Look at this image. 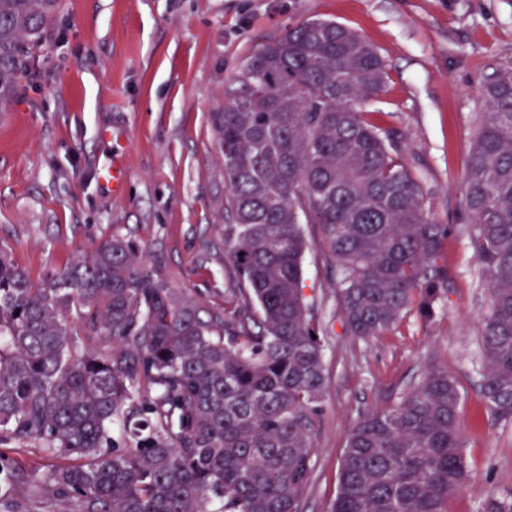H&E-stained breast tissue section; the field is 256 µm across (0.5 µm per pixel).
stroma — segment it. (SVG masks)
Segmentation results:
<instances>
[{
	"label": "stroma",
	"instance_id": "obj_1",
	"mask_svg": "<svg viewBox=\"0 0 512 512\" xmlns=\"http://www.w3.org/2000/svg\"><path fill=\"white\" fill-rule=\"evenodd\" d=\"M322 18L361 33L388 65L370 110L387 113L433 219L448 291L430 323L409 312L383 335L349 333L319 225L304 227V293L320 324L326 390L299 512H329L351 427L398 402L432 366L460 387L470 480L448 512L512 497V419L481 389L478 333L489 293L468 241L470 141L486 79L512 69V0H63L8 111L0 112V244L33 281L107 238L135 241L170 287L223 314L227 188L211 115L245 60L289 26ZM121 161L122 194L101 181Z\"/></svg>",
	"mask_w": 512,
	"mask_h": 512
}]
</instances>
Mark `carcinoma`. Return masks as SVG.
<instances>
[{"label": "carcinoma", "instance_id": "obj_1", "mask_svg": "<svg viewBox=\"0 0 512 512\" xmlns=\"http://www.w3.org/2000/svg\"><path fill=\"white\" fill-rule=\"evenodd\" d=\"M62 0H0V111ZM385 61L359 33L308 19L264 43L211 114L228 188L225 257L238 283L202 316L142 249L114 236L34 282L0 245V512H298L326 388L303 293L302 225L339 271L347 330L375 338L448 281L451 225L429 215L385 112ZM465 179L470 245L488 281L482 392L512 417V71L485 81ZM457 380L440 367L350 429L330 512H447L469 479ZM0 450L8 453L14 457L19 464L27 470L42 468L43 465L50 463L49 459H46L41 453L39 448H35L33 445H24L21 448H14L13 446L0 447Z\"/></svg>", "mask_w": 512, "mask_h": 512}]
</instances>
